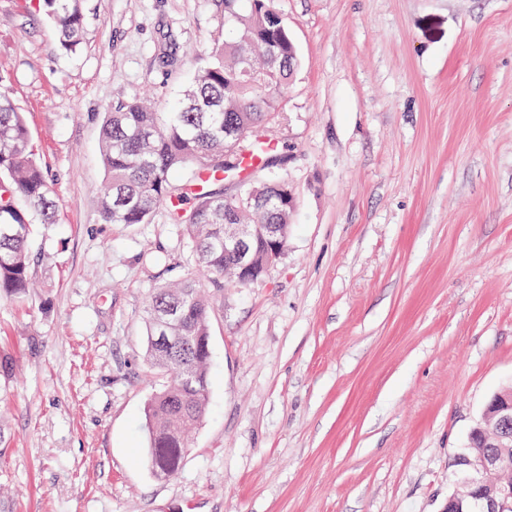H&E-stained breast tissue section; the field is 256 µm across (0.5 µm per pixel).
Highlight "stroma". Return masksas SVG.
<instances>
[{
  "mask_svg": "<svg viewBox=\"0 0 512 512\" xmlns=\"http://www.w3.org/2000/svg\"><path fill=\"white\" fill-rule=\"evenodd\" d=\"M0 0V80L56 202L33 286L0 298V512H446L453 460L512 383V0H274L298 54L262 176L293 194L260 283L208 286L209 403L179 474L147 464L153 288L196 272L182 227L107 224L116 98L174 101L237 13ZM84 0H44L61 49L72 52L82 40Z\"/></svg>",
  "mask_w": 512,
  "mask_h": 512,
  "instance_id": "obj_1",
  "label": "stroma"
}]
</instances>
